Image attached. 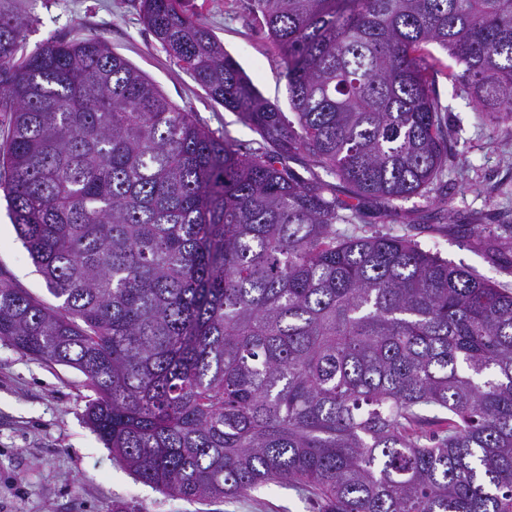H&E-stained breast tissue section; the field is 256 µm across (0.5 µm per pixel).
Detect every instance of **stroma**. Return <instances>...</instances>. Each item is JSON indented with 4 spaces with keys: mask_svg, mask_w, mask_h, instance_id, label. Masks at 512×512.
<instances>
[{
    "mask_svg": "<svg viewBox=\"0 0 512 512\" xmlns=\"http://www.w3.org/2000/svg\"><path fill=\"white\" fill-rule=\"evenodd\" d=\"M28 17L24 53L50 38L102 37L146 73L174 104L195 112L215 133L242 148L259 135L236 113L213 102L149 33L139 0H19ZM188 13L213 30L262 95L289 111L279 51L246 10V0H183ZM436 86L448 107L454 158L442 190L403 205L400 218L373 206L362 209L364 231L406 234L437 248L454 264L512 285V131L489 137L471 100L453 96L439 57ZM446 223L434 222L440 203ZM483 224L488 238L475 246L457 231ZM47 304L55 299L18 240L0 204V277ZM90 392L70 367L35 360L0 340V512H318L291 487L271 485L241 499L189 501L138 481L116 461L85 422Z\"/></svg>",
    "mask_w": 512,
    "mask_h": 512,
    "instance_id": "stroma-1",
    "label": "stroma"
}]
</instances>
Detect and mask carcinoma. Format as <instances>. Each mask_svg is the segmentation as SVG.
<instances>
[{
	"instance_id": "carcinoma-1",
	"label": "carcinoma",
	"mask_w": 512,
	"mask_h": 512,
	"mask_svg": "<svg viewBox=\"0 0 512 512\" xmlns=\"http://www.w3.org/2000/svg\"><path fill=\"white\" fill-rule=\"evenodd\" d=\"M0 0V190L56 307L0 278V340L83 374L86 418L139 481L321 512H512V287L413 238L336 232L448 169L435 44L512 128V0H247L291 112L181 0L146 29L261 138L241 151L100 37L15 55ZM303 155L332 177H298ZM460 232L483 245L487 227Z\"/></svg>"
}]
</instances>
